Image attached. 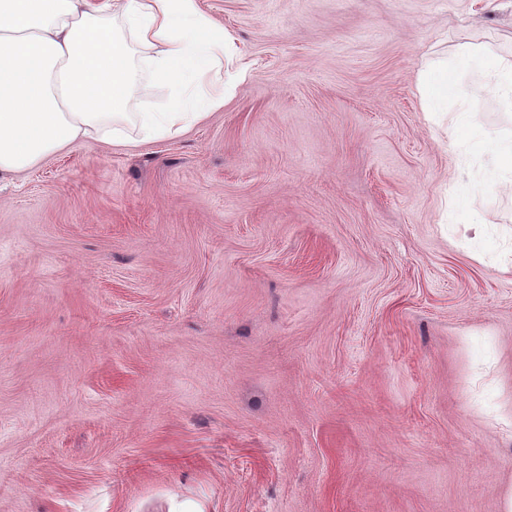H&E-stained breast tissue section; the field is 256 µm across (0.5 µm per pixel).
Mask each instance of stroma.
I'll list each match as a JSON object with an SVG mask.
<instances>
[{"label":"stroma","mask_w":512,"mask_h":512,"mask_svg":"<svg viewBox=\"0 0 512 512\" xmlns=\"http://www.w3.org/2000/svg\"><path fill=\"white\" fill-rule=\"evenodd\" d=\"M199 5L223 108L0 181V512H502L512 102L418 84L512 0ZM433 63L426 62L420 72L419 91L425 101L431 105H437L448 98V84H436L427 80V72L435 68Z\"/></svg>","instance_id":"1"}]
</instances>
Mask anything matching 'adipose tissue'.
Masks as SVG:
<instances>
[{
  "mask_svg": "<svg viewBox=\"0 0 512 512\" xmlns=\"http://www.w3.org/2000/svg\"><path fill=\"white\" fill-rule=\"evenodd\" d=\"M198 0H0V178L75 142L175 136L221 109L246 65ZM168 86L165 108L138 96Z\"/></svg>",
  "mask_w": 512,
  "mask_h": 512,
  "instance_id": "ef3b65f1",
  "label": "adipose tissue"
}]
</instances>
